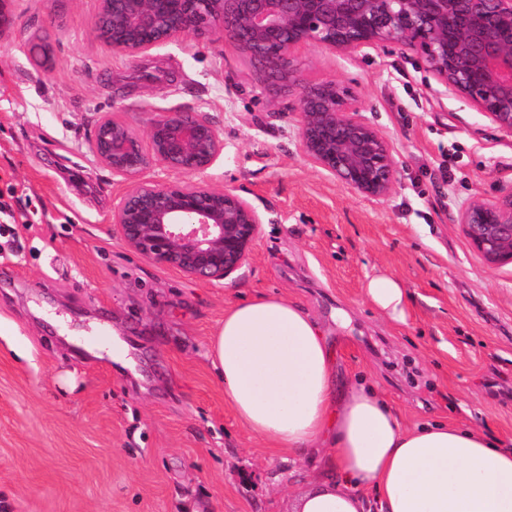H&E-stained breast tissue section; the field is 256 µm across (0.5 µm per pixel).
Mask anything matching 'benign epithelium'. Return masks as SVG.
Wrapping results in <instances>:
<instances>
[{
    "mask_svg": "<svg viewBox=\"0 0 512 512\" xmlns=\"http://www.w3.org/2000/svg\"><path fill=\"white\" fill-rule=\"evenodd\" d=\"M92 35L127 57L188 36L232 47L293 95L307 163L369 200L395 187L394 149L349 87L303 77V48L414 57L447 94L512 138V0H99ZM89 147L124 185L112 230L141 259L213 286L246 264L262 216L201 179L224 154L204 113L155 112L139 132L122 113L106 112ZM158 167L178 178L156 179ZM456 220L486 264L512 262V184L465 201Z\"/></svg>",
    "mask_w": 512,
    "mask_h": 512,
    "instance_id": "benign-epithelium-1",
    "label": "benign epithelium"
}]
</instances>
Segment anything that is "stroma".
Instances as JSON below:
<instances>
[{
    "instance_id": "stroma-1",
    "label": "stroma",
    "mask_w": 512,
    "mask_h": 512,
    "mask_svg": "<svg viewBox=\"0 0 512 512\" xmlns=\"http://www.w3.org/2000/svg\"><path fill=\"white\" fill-rule=\"evenodd\" d=\"M0 31V512H290L315 473L246 431L224 401L209 339L225 307L292 297L404 424L469 416L512 448V264L489 266L456 222L461 203L512 182V139L441 94L398 54L303 49L307 79L356 91L398 163L384 200L309 165L293 99L231 47L187 37L129 59L95 40L98 0H10ZM46 41L53 66L30 48ZM194 110L222 131L204 175L263 223L246 265L211 286L155 267L113 234L119 178L89 135L118 111ZM409 295L391 325L369 276ZM346 311L351 327L336 332Z\"/></svg>"
}]
</instances>
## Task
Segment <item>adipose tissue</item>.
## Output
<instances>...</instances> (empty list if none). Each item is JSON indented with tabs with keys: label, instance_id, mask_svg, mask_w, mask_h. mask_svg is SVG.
Wrapping results in <instances>:
<instances>
[{
	"label": "adipose tissue",
	"instance_id": "obj_1",
	"mask_svg": "<svg viewBox=\"0 0 512 512\" xmlns=\"http://www.w3.org/2000/svg\"><path fill=\"white\" fill-rule=\"evenodd\" d=\"M365 294L405 322L395 277L370 278ZM208 357L248 432L317 456L321 473L292 512H512V449L463 418L405 426L376 386L338 388L335 353L300 302L269 295L226 308Z\"/></svg>",
	"mask_w": 512,
	"mask_h": 512
}]
</instances>
